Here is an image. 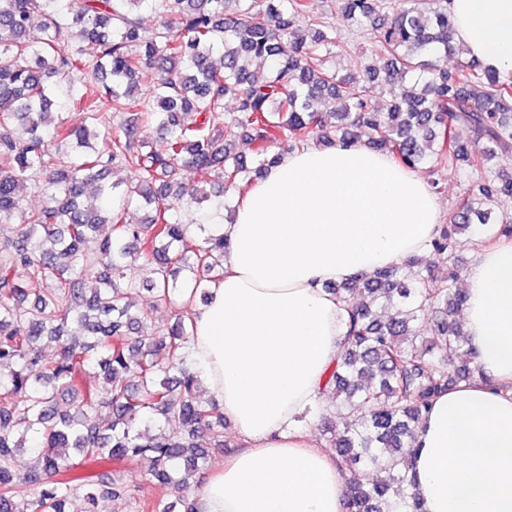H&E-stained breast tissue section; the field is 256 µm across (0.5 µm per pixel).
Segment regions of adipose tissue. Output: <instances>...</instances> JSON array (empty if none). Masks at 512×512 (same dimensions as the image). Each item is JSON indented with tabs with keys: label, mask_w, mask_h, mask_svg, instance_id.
Instances as JSON below:
<instances>
[{
	"label": "adipose tissue",
	"mask_w": 512,
	"mask_h": 512,
	"mask_svg": "<svg viewBox=\"0 0 512 512\" xmlns=\"http://www.w3.org/2000/svg\"><path fill=\"white\" fill-rule=\"evenodd\" d=\"M457 39L512 73V0H449ZM440 206L424 177L363 145L285 154L215 216L224 278L193 307L190 356L241 446L205 471L201 512H345L346 484L307 425L344 335L330 289L426 255ZM464 321L479 373L423 413L412 458L423 512H512V240L467 269Z\"/></svg>",
	"instance_id": "ef3b65f1"
}]
</instances>
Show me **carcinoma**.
Here are the masks:
<instances>
[{
    "label": "carcinoma",
    "instance_id": "obj_1",
    "mask_svg": "<svg viewBox=\"0 0 512 512\" xmlns=\"http://www.w3.org/2000/svg\"><path fill=\"white\" fill-rule=\"evenodd\" d=\"M432 2L336 0L337 18L374 38L356 80L327 65L337 27L309 0H0V224L14 233L0 248V512H16L19 498L26 512H73L76 498L82 512L108 498L134 499L133 512H199L185 493L211 449L197 439L223 448L224 414L199 395L189 312L224 277L228 244L171 211L213 196L228 210L226 193L282 153L359 143L428 169L433 188L448 169L477 174L431 243L447 277L424 275L414 257L330 288L346 305V331L325 384L336 421L325 411L317 426L336 449L346 510L422 512L408 468L416 426L438 394L477 373L456 322L466 302L457 235L478 224L490 241L512 240V221L497 213L512 171L492 164L512 156V75L474 58L448 71L454 20L448 0ZM144 6L159 20L149 35ZM145 73L153 83L141 92ZM409 78L413 87L381 106L366 95L370 83ZM50 79L79 87L72 108L89 125L53 111ZM142 125L164 135V149L141 139ZM240 134L254 145L249 160L235 152ZM186 167L212 175L216 191L186 184ZM121 171L136 183L109 180ZM32 188L44 203L28 208ZM103 197L110 205L94 206ZM133 204L145 222L127 220ZM140 260L143 284L126 276ZM141 289L150 299L136 308ZM160 304L176 317L156 331ZM97 370L102 392L85 384ZM61 394L68 412L57 410ZM92 459H148L168 494L133 498L117 468L72 484L71 470Z\"/></svg>",
    "mask_w": 512,
    "mask_h": 512
}]
</instances>
